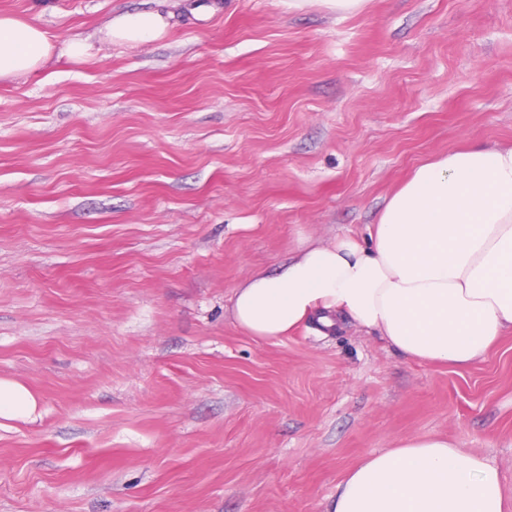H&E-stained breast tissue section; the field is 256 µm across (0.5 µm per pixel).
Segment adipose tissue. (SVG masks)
<instances>
[{"instance_id":"obj_1","label":"adipose tissue","mask_w":512,"mask_h":512,"mask_svg":"<svg viewBox=\"0 0 512 512\" xmlns=\"http://www.w3.org/2000/svg\"><path fill=\"white\" fill-rule=\"evenodd\" d=\"M164 10L111 19L105 41L147 44ZM92 43L58 44L36 17L0 12V80L38 72L53 56L90 57ZM234 323L279 340L301 326L344 321L404 357L466 367L512 332V148L467 147L425 162L386 202L367 240L303 246L275 272L235 288ZM38 400L0 378V419L32 421ZM498 470L432 436L406 439L347 474L332 512H505Z\"/></svg>"}]
</instances>
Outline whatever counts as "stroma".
<instances>
[{
  "mask_svg": "<svg viewBox=\"0 0 512 512\" xmlns=\"http://www.w3.org/2000/svg\"><path fill=\"white\" fill-rule=\"evenodd\" d=\"M0 0L74 63L0 83V512H329L419 436L485 457L512 503V334L455 369L342 324L259 342L234 288L310 241L366 236L413 169L512 147V0ZM169 13L163 9L129 12L111 19L101 31L102 39L112 43L147 44L162 37L168 28ZM37 409V397L26 385L0 378V419L34 421Z\"/></svg>",
  "mask_w": 512,
  "mask_h": 512,
  "instance_id": "35a3bbf8",
  "label": "stroma"
}]
</instances>
